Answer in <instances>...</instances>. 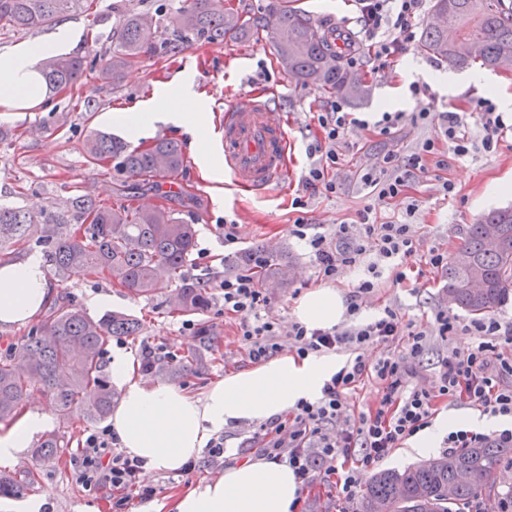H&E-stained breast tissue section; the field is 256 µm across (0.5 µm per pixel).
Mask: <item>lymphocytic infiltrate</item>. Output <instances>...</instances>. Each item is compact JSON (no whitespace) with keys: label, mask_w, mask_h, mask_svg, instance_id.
Returning a JSON list of instances; mask_svg holds the SVG:
<instances>
[{"label":"lymphocytic infiltrate","mask_w":512,"mask_h":512,"mask_svg":"<svg viewBox=\"0 0 512 512\" xmlns=\"http://www.w3.org/2000/svg\"><path fill=\"white\" fill-rule=\"evenodd\" d=\"M360 21L370 40L369 55L378 68H386L406 53L416 39V29L424 0H357ZM320 135L308 145L313 162L305 176L307 194H333L338 184L329 179L338 168L346 136L352 129H367V121L352 117L337 101L316 113ZM437 125L448 142L440 150L426 139L407 159L389 154L380 172L369 171L362 179L379 199L404 196L410 181L429 177L433 170L448 166L449 157L467 156L473 143L462 129L456 112H436L427 108L407 114L383 113L376 126L380 134H391L404 123ZM415 204H407L400 218L377 223L371 208L357 214L355 222L336 225L331 231H316L304 216H297L289 233L307 245L318 277L325 282L339 280L347 270L367 263L376 271L378 263L390 265L393 281L406 283L412 269L410 260L420 239L412 223ZM225 313L239 321V335L252 363L259 364L290 350L297 357L345 350L351 357L325 382L315 401L298 400L287 419L271 420L261 434L264 459L287 462L302 487L315 477L316 463L326 466L333 481L339 512H355L361 488V474L389 457L403 442L428 427L440 402H466L479 410L512 418V321L495 315L467 322L448 309L434 310L429 326L406 321L399 309L385 307L373 321L349 327L310 328L294 321L281 325L265 317L269 298L253 270L245 269L217 281ZM468 331L473 344L456 347L452 338L458 330ZM442 350L427 383H419V367L431 342ZM401 352H392L394 344ZM379 346L377 360L365 358L363 351ZM373 379L380 387L378 405L357 410L352 393L363 380ZM118 442L109 429L83 434L71 462L79 480L89 486H109L113 512H132L138 502L150 499L154 487L143 484V462L116 451Z\"/></svg>","instance_id":"obj_1"}]
</instances>
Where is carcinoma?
<instances>
[{"mask_svg":"<svg viewBox=\"0 0 512 512\" xmlns=\"http://www.w3.org/2000/svg\"><path fill=\"white\" fill-rule=\"evenodd\" d=\"M96 0H0V29L30 32L72 13L94 8ZM442 24L425 26L420 50L458 69L474 64L512 72V0H432ZM277 26L269 38L280 67L297 81L324 93L360 100L367 91L358 75L341 67L336 37L322 32L311 16L272 3ZM178 37L222 44L254 34L258 25L226 10L215 0H186L172 19ZM114 35L116 47L99 73L117 77L143 55L178 47L160 40L158 29L142 15L123 10ZM52 91L81 82L84 60L55 56L38 64ZM92 163H112L133 180L130 194L152 190L167 199L161 179L176 178L183 167L177 143L165 139L133 147L108 134L96 133L85 144ZM69 220L56 214L0 207V252L45 235L47 257L55 276L66 280L93 271L110 276L133 296H147L176 286L172 311L191 315L208 304L206 289L186 277L197 230L161 203L154 207L104 205L74 196L67 202ZM500 245L493 247L490 239ZM477 265L483 287H464L468 268ZM445 290L458 308L474 316L491 314L512 301V207L494 209L468 225L464 241L448 262ZM141 323L125 313L87 317L68 302H55L45 322L23 343L0 356V423L14 421L37 387L53 398L63 419L100 421L112 408L114 392L102 374V355L114 336L140 335ZM66 447L64 437L44 435L36 446L40 460L55 458ZM512 458V444L490 439L476 448L448 452L432 462L402 471L378 472L359 501L357 512H462L477 495L489 491L501 463ZM453 495H447L448 489Z\"/></svg>","mask_w":512,"mask_h":512,"instance_id":"cac0c4a2","label":"carcinoma"}]
</instances>
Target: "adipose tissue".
Returning <instances> with one entry per match:
<instances>
[{"instance_id": "adipose-tissue-1", "label": "adipose tissue", "mask_w": 512, "mask_h": 512, "mask_svg": "<svg viewBox=\"0 0 512 512\" xmlns=\"http://www.w3.org/2000/svg\"><path fill=\"white\" fill-rule=\"evenodd\" d=\"M61 30L57 39L40 40L0 53V105L28 108L41 102L38 60L57 53L68 39ZM132 141L150 135L157 124L179 127L190 134L200 166L218 176L208 146L206 113L190 84L166 87L145 103L111 114ZM49 283L44 260L31 253L0 266V324L30 321L48 300ZM347 307L336 290L320 288L304 295L295 314L311 328L340 323ZM342 361L334 355L297 358L283 355L255 368L229 375L212 385L202 397L164 385H147L132 359L115 353L109 362L113 382L122 396L111 414L109 426L128 453L144 459L150 472L179 470L198 456L209 439L225 426L262 421L288 411L301 399L314 400ZM47 417L26 415L17 426L0 436V464H10L28 448L43 429ZM504 426L506 418H497ZM475 416L440 417L412 447L419 456L431 455L440 437L458 426L482 431L493 424ZM300 483L285 464L248 462L236 464L210 481L180 495L175 512H295Z\"/></svg>"}]
</instances>
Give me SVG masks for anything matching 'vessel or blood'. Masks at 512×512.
<instances>
[{"instance_id":"vessel-or-blood-1","label":"vessel or blood","mask_w":512,"mask_h":512,"mask_svg":"<svg viewBox=\"0 0 512 512\" xmlns=\"http://www.w3.org/2000/svg\"><path fill=\"white\" fill-rule=\"evenodd\" d=\"M288 130L259 100L251 108H224V169L239 185L263 190L288 172Z\"/></svg>"}]
</instances>
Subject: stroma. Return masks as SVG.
<instances>
[{
    "label": "stroma",
    "instance_id": "stroma-1",
    "mask_svg": "<svg viewBox=\"0 0 512 512\" xmlns=\"http://www.w3.org/2000/svg\"><path fill=\"white\" fill-rule=\"evenodd\" d=\"M290 5L309 12L322 29H334L345 23L355 36L357 50L367 54L369 41L359 20L355 0H288ZM183 0H98L92 14L65 16V23L78 33L76 41L64 46V53L82 56L87 78L75 90L45 91L43 104L21 112L0 109V206L35 208L60 214L65 202L74 195L120 204L129 183L126 176L114 171L112 165L89 163L84 143L93 132L123 136L124 131L109 119L110 112L150 100L164 86L192 83L210 123V149L213 158H220V126L224 120V103L232 101L247 108L253 95L263 94L273 99V105L288 126L291 146L288 151V176L278 187L264 193L247 191L231 179L213 182L204 176L199 160L190 145V137L182 129L160 124L152 131V139H170L181 144L184 166L178 177L179 190L170 193L167 206L187 223L196 225L197 248L207 249L209 270L187 264L185 274L191 279L207 275H231L235 268L230 261L256 250L268 255L274 263L285 266L287 281H266L269 297L265 309L268 317L281 323L295 321V307L308 292L320 288L313 258L302 242L288 234V226L296 217L292 200L303 195V178L310 160L306 148L316 136L311 124L313 113L329 106L333 95L302 85L287 76L279 66L266 31H259L243 40L221 45L189 42L173 55L158 53L141 57L126 69L116 81L98 79V71L112 55L115 41L112 26L114 7L136 9L158 26L163 38H171L167 25ZM447 61L411 48L400 56L394 66L375 70L373 64L363 63L359 74L368 93L360 100L346 101L347 111L375 117L384 111L401 110L407 113L429 107L438 111L463 113L465 131L474 148L462 159L452 158L444 170L410 182L408 196L415 200L418 210L413 218L424 248L437 247L454 253L460 246L468 224L488 211L512 204V194L494 196L490 187L497 181L512 180V133L504 137L494 153H486L479 143L482 126L476 115L467 111L469 101L492 95L498 108L512 101V73L483 70L481 82L470 79V70L458 71V81L448 86L434 80L437 72L448 71ZM429 84L430 94L414 96L413 83ZM441 140L437 127L404 124L393 135L379 134L377 129L349 131L343 161L339 169L330 171L338 180L336 193L311 198L305 209L309 223L319 230H331L333 225L351 223L364 208H372L378 222H386L403 212V199L379 200L360 177L374 168L387 153L406 157L425 139ZM451 181L455 193L443 197V181ZM238 224L239 244L229 248L215 230L224 219ZM50 297H65L92 318L109 312H123L143 319L141 339L126 340L124 345L109 343L106 356L122 351L138 356L142 341H150L185 355L179 371L163 366L148 380L172 386L194 395H201L210 385L225 376L250 369L248 351L238 339V320L222 314V298L216 289H209V304L192 317L185 318L170 311L171 290L150 297H132L109 276L87 273L67 281L49 276ZM442 271L424 269L411 277L409 287L393 284L390 270H383L379 286L369 303L357 317L365 323L377 317L382 309L391 306L418 325H427L431 313L447 305ZM206 328L220 342L219 352H211L207 341L185 331L186 322ZM27 411H42L49 417L48 430L62 433L67 441L59 457L43 462L36 460L33 451H25L19 464L31 470L34 482L21 493L0 496V512H17L19 503L39 500L50 512H112L110 494L97 487H86L78 480L70 463L81 439L56 412L50 398L33 392ZM260 423L245 422L226 427L224 455L211 458L201 452L191 474L182 471L159 472L146 477L155 488L151 502L136 504V512H172L175 499L181 493L221 473L244 460H257V444L252 437Z\"/></svg>",
    "mask_w": 512,
    "mask_h": 512
}]
</instances>
